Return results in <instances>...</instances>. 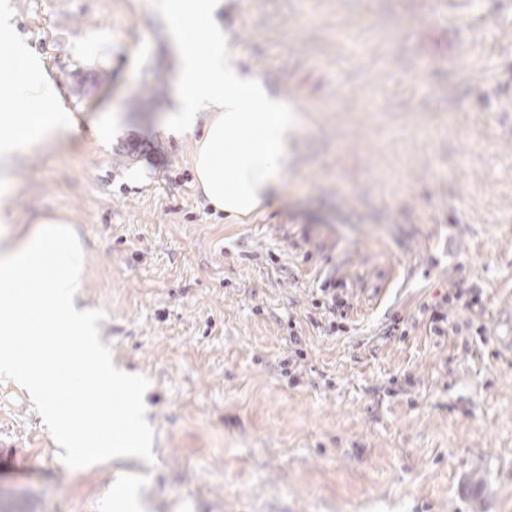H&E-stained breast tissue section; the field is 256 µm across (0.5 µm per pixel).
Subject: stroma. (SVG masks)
Masks as SVG:
<instances>
[{
    "instance_id": "35a3bbf8",
    "label": "stroma",
    "mask_w": 512,
    "mask_h": 512,
    "mask_svg": "<svg viewBox=\"0 0 512 512\" xmlns=\"http://www.w3.org/2000/svg\"><path fill=\"white\" fill-rule=\"evenodd\" d=\"M76 128L19 160L9 230L60 214L154 464L68 469L0 378V512H512V0H224L241 66L299 121L280 192L213 210L145 0H7ZM121 132L97 138V120ZM339 329L314 307L327 279ZM458 307L433 335L423 305ZM404 335H392V319ZM303 357H296V350ZM464 291L455 290L448 292L440 302L434 305L424 306V311L429 312L428 323L430 332L436 336L449 335V332L458 333V325L454 319L453 309L460 302Z\"/></svg>"
}]
</instances>
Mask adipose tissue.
Listing matches in <instances>:
<instances>
[{"label": "adipose tissue", "mask_w": 512, "mask_h": 512, "mask_svg": "<svg viewBox=\"0 0 512 512\" xmlns=\"http://www.w3.org/2000/svg\"><path fill=\"white\" fill-rule=\"evenodd\" d=\"M166 25L176 89L166 132L194 136L196 182L214 210L247 216L278 190L299 126L281 96L242 70L224 32V0H149ZM13 15L0 10V191L31 147L54 142L76 125L57 104L40 60L18 39Z\"/></svg>", "instance_id": "obj_1"}]
</instances>
